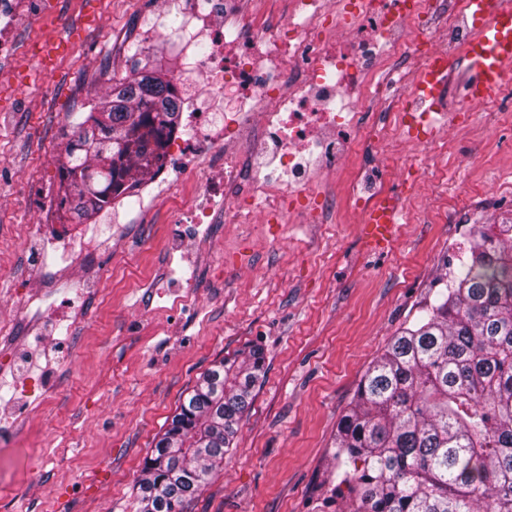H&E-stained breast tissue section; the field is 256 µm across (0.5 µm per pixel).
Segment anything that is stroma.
I'll use <instances>...</instances> for the list:
<instances>
[{
    "label": "stroma",
    "instance_id": "35a3bbf8",
    "mask_svg": "<svg viewBox=\"0 0 512 512\" xmlns=\"http://www.w3.org/2000/svg\"><path fill=\"white\" fill-rule=\"evenodd\" d=\"M156 0H21L0 77V309L22 313L0 358V512H136L134 486L198 377L261 346L266 374L236 446L190 512H321L336 487L338 424L370 362L432 301L445 263L465 258L475 226L512 224V108L456 113L405 193L415 149L399 133L376 148L403 210L389 250L373 253L342 178L321 174L336 223L308 224L300 198L281 224H212L191 249L164 243L168 195L135 224L90 226L108 238L90 294L45 264L38 198L76 125L130 74L125 44ZM64 38L43 74L31 48ZM460 213L461 223L444 216ZM42 287L27 307L22 288ZM42 376L43 395L19 389Z\"/></svg>",
    "mask_w": 512,
    "mask_h": 512
}]
</instances>
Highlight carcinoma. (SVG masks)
<instances>
[{
  "label": "carcinoma",
  "mask_w": 512,
  "mask_h": 512,
  "mask_svg": "<svg viewBox=\"0 0 512 512\" xmlns=\"http://www.w3.org/2000/svg\"><path fill=\"white\" fill-rule=\"evenodd\" d=\"M168 74L112 87L64 147L72 212L106 204L116 163L144 175L146 119L176 120ZM437 282L435 301L374 359L339 424L336 475L350 512H512V224L477 227L467 260ZM251 346L206 370L156 438L136 512H187L224 465L264 377Z\"/></svg>",
  "instance_id": "obj_1"
}]
</instances>
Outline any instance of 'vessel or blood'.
I'll use <instances>...</instances> for the list:
<instances>
[{"instance_id":"1","label":"vessel or blood","mask_w":512,"mask_h":512,"mask_svg":"<svg viewBox=\"0 0 512 512\" xmlns=\"http://www.w3.org/2000/svg\"><path fill=\"white\" fill-rule=\"evenodd\" d=\"M474 27L466 52V65L454 71L446 57H431L427 79L439 85L458 79L464 103L476 106L495 97L512 83V0H468ZM400 211L366 215L368 245L379 252L389 248L399 232Z\"/></svg>"}]
</instances>
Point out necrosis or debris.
<instances>
[{
	"label": "necrosis or debris",
	"mask_w": 512,
	"mask_h": 512,
	"mask_svg": "<svg viewBox=\"0 0 512 512\" xmlns=\"http://www.w3.org/2000/svg\"><path fill=\"white\" fill-rule=\"evenodd\" d=\"M282 0L260 10L247 0H179L178 25L164 16L140 27L130 57L175 53L181 68L171 93L186 122L165 125L141 146L148 173L136 188L108 190L111 202L135 194L149 209L176 177L202 175L193 195L173 209L171 247L191 243L194 229L223 216L228 224L280 223L290 202L315 194V173L346 174V199L363 217L386 199L385 174L364 177V156L396 130L434 143L442 124L432 108L450 107L443 88H432L431 109L410 94L426 75L429 58L447 35L457 56L470 37L465 0ZM247 140L249 152H233ZM55 245V265L86 287V267L98 256L100 234L81 225L59 235L40 223Z\"/></svg>",
	"instance_id": "4bbe7bcc"
}]
</instances>
